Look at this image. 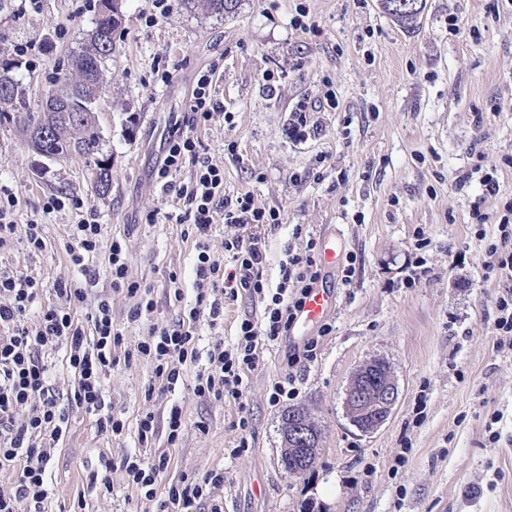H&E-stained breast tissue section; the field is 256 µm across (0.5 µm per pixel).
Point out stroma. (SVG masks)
<instances>
[{"label": "stroma", "instance_id": "35a3bbf8", "mask_svg": "<svg viewBox=\"0 0 512 512\" xmlns=\"http://www.w3.org/2000/svg\"><path fill=\"white\" fill-rule=\"evenodd\" d=\"M81 4L44 0L34 16L0 9V62H13L16 40L52 44L40 69L16 64L13 71L31 108L92 26L94 14L76 16ZM302 6L314 25L307 32L291 24ZM150 7V0H123L117 50L96 104L111 163L108 193L97 191L83 157H43L18 125L0 124V183L19 199L18 225L37 220L47 236L37 254L19 244L0 249V268L37 275L42 303L54 302L56 280L70 272V230L91 212L106 236L124 240L129 275L150 287L155 320L177 322L167 275L191 291L196 253L185 225L149 224L145 216L179 212L153 170L170 126L188 112L199 70L215 61L224 110L197 136L224 170L226 195L251 194L282 214V223L261 229L264 278L278 282L298 225L318 238L340 233L358 265L347 285L339 272L322 274L338 289L331 331L316 360L293 370V403L269 399L272 383L290 371L284 342L259 350L236 402L195 396L192 365L186 386L173 391L161 389L149 360L133 356L112 367L105 401L126 430L109 435L95 416L71 409L50 464L46 512H152L153 502L121 471H113L108 494L89 478L139 449L142 413L162 419L174 406L185 421L179 440L168 444L161 433L152 444L169 458L162 482L223 470L214 496L224 512H512V348L498 346L492 333L505 284L487 275L473 226L474 213L486 214L484 229L495 237V221L512 202V0H425L412 27L398 24L381 0H240L223 16L177 5L148 27L141 16ZM62 24L69 32L55 39ZM328 85L336 110L315 114L316 133L292 138L297 101ZM488 174L496 192L484 186ZM51 195L83 208L42 213ZM419 230L430 240L423 253L412 247ZM89 266L98 293L112 300L123 349L134 351L147 330L128 319L133 299L112 292L107 252ZM373 359L388 362L400 398L386 423L364 436L349 423L343 397L352 374ZM292 405L307 408L321 428L313 469L295 476L279 463L281 416Z\"/></svg>", "mask_w": 512, "mask_h": 512}]
</instances>
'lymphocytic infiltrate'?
<instances>
[{
  "instance_id": "1",
  "label": "lymphocytic infiltrate",
  "mask_w": 512,
  "mask_h": 512,
  "mask_svg": "<svg viewBox=\"0 0 512 512\" xmlns=\"http://www.w3.org/2000/svg\"><path fill=\"white\" fill-rule=\"evenodd\" d=\"M218 68L214 62L199 73L191 92L190 117L169 129L153 172L156 184L182 202L184 212L179 221L188 225L197 252L193 305L185 318L173 325L153 322L155 302L149 289L130 279L123 242L105 241L101 225L86 218L76 224L66 252L69 264L85 270L87 276L81 283L59 278L54 288L57 303L41 308L35 323H28L26 316L43 293L42 283L34 275L0 269V469L8 467L16 472L13 484L0 489V512H41L50 494L53 452L68 432L71 407L97 416L101 431L115 436L125 431L124 421L106 411L103 391L106 373L120 361L122 332L112 320L110 300L91 298L89 287L95 276L86 270L90 257L101 248L109 250L112 290L136 300L129 319L150 323L148 337L138 344L136 352L153 364L164 390L183 384L185 366L203 356L195 346V324L200 317H207L214 328L224 319L225 300L244 296L260 304V316L247 315L239 320L232 344L215 341L203 356L207 365L197 372L193 392L217 401L242 398L243 380L256 367L259 346L287 337L307 293L321 277L315 259L318 242L308 237L303 250L285 249L277 285L264 280L267 244L259 228L281 223L280 211L257 207L247 193L226 196L223 169L200 153L194 130L209 122L220 107L213 91ZM187 166L193 170L190 181H177V173ZM219 222L232 230L224 239V249L231 256V264L225 268L209 254V232ZM497 231L493 240L487 239L481 228L475 235L485 242L487 272L511 283L497 299L494 329L497 335L512 338V202L499 215ZM86 302L92 305L86 320L75 319L74 305ZM317 348L314 337L289 347V371L273 383L271 402L294 398L293 370L314 361ZM56 350L63 351L76 381L65 400L57 394L44 360L46 353ZM167 466L166 455L133 453L120 463H105L101 486L103 491H111L110 472L117 467L146 500L157 501V512H224L223 504L212 495L213 488L224 483L220 471L181 478L168 486L165 498H158L157 489Z\"/></svg>"
}]
</instances>
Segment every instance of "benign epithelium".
<instances>
[{
    "label": "benign epithelium",
    "instance_id": "obj_1",
    "mask_svg": "<svg viewBox=\"0 0 512 512\" xmlns=\"http://www.w3.org/2000/svg\"><path fill=\"white\" fill-rule=\"evenodd\" d=\"M389 8L393 12L418 15L420 0H392ZM399 400V389L394 378L380 365L367 363L351 377L344 392V408L350 424L360 433L368 435L379 430L388 420ZM317 442L316 432L308 422L299 417H290L288 443L282 453L310 464V452Z\"/></svg>",
    "mask_w": 512,
    "mask_h": 512
}]
</instances>
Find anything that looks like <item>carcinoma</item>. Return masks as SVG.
<instances>
[{"label":"carcinoma","instance_id":"carcinoma-1","mask_svg":"<svg viewBox=\"0 0 512 512\" xmlns=\"http://www.w3.org/2000/svg\"><path fill=\"white\" fill-rule=\"evenodd\" d=\"M107 0H99L98 11L87 40L79 50L71 53L66 72L58 78L55 88L48 95L70 98L73 108L85 112V122L78 126L70 123V113L52 112L48 104H41V111H28L26 94L22 86L11 75L8 64H0V84H7L12 94L0 98V120L17 121L23 124L25 134L32 127L41 125L53 129V136L36 146L37 153L56 159L78 154L93 163L96 168L97 187L107 191L111 184V168L108 159L99 157L102 151V135L98 116L90 93L89 85L104 80V71L116 51V34L121 28L122 13L120 0H112V12H107ZM239 0H181L185 10L192 12L203 8L209 13L227 15L235 12Z\"/></svg>","mask_w":512,"mask_h":512}]
</instances>
